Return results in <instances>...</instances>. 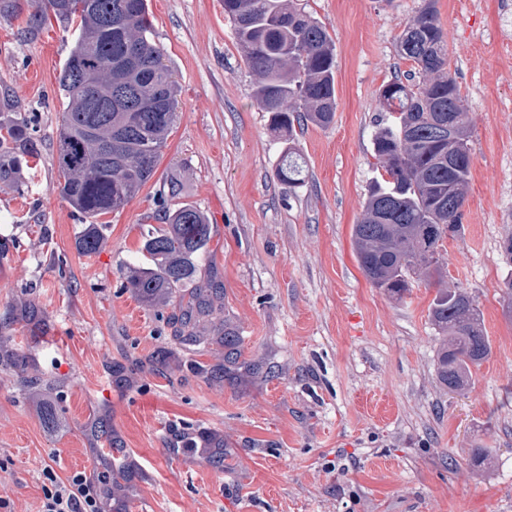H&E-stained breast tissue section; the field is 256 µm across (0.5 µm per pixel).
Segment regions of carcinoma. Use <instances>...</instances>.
<instances>
[{
  "mask_svg": "<svg viewBox=\"0 0 512 512\" xmlns=\"http://www.w3.org/2000/svg\"><path fill=\"white\" fill-rule=\"evenodd\" d=\"M26 6L31 8L24 26L28 35L52 19L74 29L58 78L63 97L56 135L63 178L58 189L85 224L79 251L92 255L103 243L100 217L123 208L154 174L177 117L176 82L151 39L146 0H0V18L17 19ZM224 14L256 76L253 99L285 143L277 177L300 186L306 161L299 136L305 126L326 127L335 117L336 46L297 0H224ZM121 15L131 22L114 24ZM396 43L399 55L427 79L411 85L395 77L380 89L388 116L375 132L373 157L384 173L373 181L353 238L367 280L401 298L418 281L443 280V242L464 229L471 158L457 156V144L468 145L470 117L448 73L435 0H425ZM138 105L153 110L132 111ZM38 153L30 118L18 112L0 120V183L24 186L29 159ZM165 220V227L144 237L145 261L137 264L127 287L146 301L181 293L185 304L176 318L177 339L188 345L207 339L223 348L224 364L216 370L231 382L257 375L260 364L240 362L241 337L234 327L225 324L207 338L197 334L212 316L217 296L195 283L211 224L188 206L167 212ZM429 318L442 336L436 362L440 382L451 391L469 388L491 353L474 298L458 286L440 288Z\"/></svg>",
  "mask_w": 512,
  "mask_h": 512,
  "instance_id": "cac0c4a2",
  "label": "carcinoma"
}]
</instances>
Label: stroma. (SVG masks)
I'll return each mask as SVG.
<instances>
[{
    "label": "stroma",
    "mask_w": 512,
    "mask_h": 512,
    "mask_svg": "<svg viewBox=\"0 0 512 512\" xmlns=\"http://www.w3.org/2000/svg\"><path fill=\"white\" fill-rule=\"evenodd\" d=\"M336 45V115L299 139L301 187L281 184L283 143L252 97L255 78L224 0H148L152 40L180 108L153 177L104 215L92 257L79 214L58 190L60 23L22 36L0 18V118L37 126L28 188L0 184V494L37 512V472L84 474L117 512H512V318L500 245L512 236V37L505 0H436L448 70L471 117L465 232L444 242L443 282L395 298L359 267L353 226L373 168L379 93L413 70L395 38L424 0H299ZM208 216L199 279L243 356L270 366L244 386L211 377L218 346L174 336L179 295L150 303L126 286L166 209ZM475 299L491 354L473 385L440 382L428 318L439 285ZM25 355L19 366L8 358ZM58 414L43 421L44 408ZM224 441L215 464L173 454V429ZM120 438L135 466L123 491L100 483ZM491 456L477 466L471 449Z\"/></svg>",
    "instance_id": "35a3bbf8"
}]
</instances>
